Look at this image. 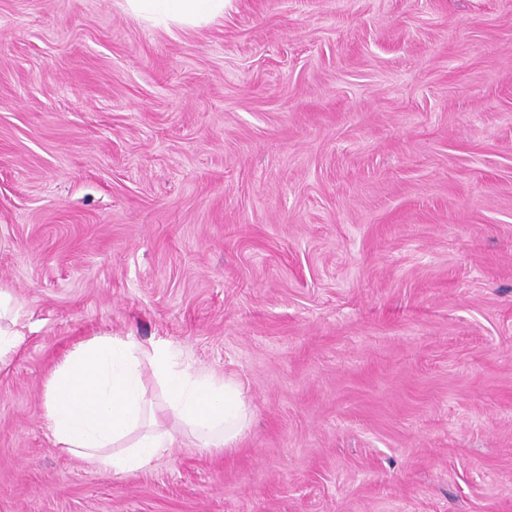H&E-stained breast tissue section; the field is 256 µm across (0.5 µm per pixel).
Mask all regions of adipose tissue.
<instances>
[{
	"label": "adipose tissue",
	"instance_id": "1",
	"mask_svg": "<svg viewBox=\"0 0 512 512\" xmlns=\"http://www.w3.org/2000/svg\"><path fill=\"white\" fill-rule=\"evenodd\" d=\"M148 21L199 28L222 17L227 0H125ZM165 406L154 411L146 379ZM252 410L234 381L197 371L169 344L96 336L76 347L45 382L41 419L56 448L115 475L139 471L190 430L205 450L233 447Z\"/></svg>",
	"mask_w": 512,
	"mask_h": 512
}]
</instances>
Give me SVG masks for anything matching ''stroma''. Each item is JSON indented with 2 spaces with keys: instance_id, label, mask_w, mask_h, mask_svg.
Listing matches in <instances>:
<instances>
[{
  "instance_id": "1",
  "label": "stroma",
  "mask_w": 512,
  "mask_h": 512,
  "mask_svg": "<svg viewBox=\"0 0 512 512\" xmlns=\"http://www.w3.org/2000/svg\"><path fill=\"white\" fill-rule=\"evenodd\" d=\"M0 512H512V0H0ZM254 407L112 475L54 448L80 342ZM229 0H125L127 8L148 21L199 28L224 16ZM20 307L10 294L0 290V363L12 352L21 336L17 329ZM2 321L5 323L3 324Z\"/></svg>"
}]
</instances>
